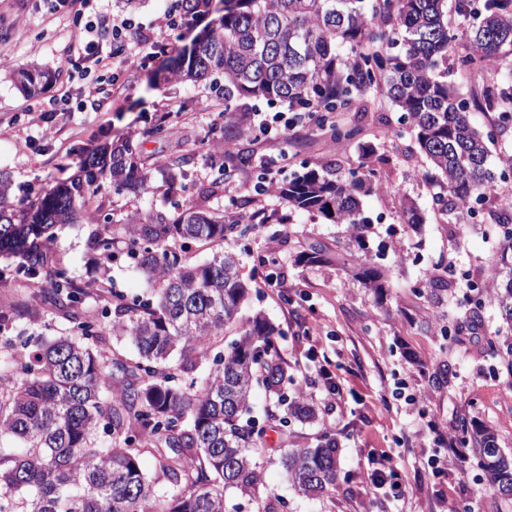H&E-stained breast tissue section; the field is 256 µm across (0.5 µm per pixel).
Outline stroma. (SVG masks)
<instances>
[{
    "mask_svg": "<svg viewBox=\"0 0 512 512\" xmlns=\"http://www.w3.org/2000/svg\"><path fill=\"white\" fill-rule=\"evenodd\" d=\"M174 3L142 0L132 10L124 0H91L88 16L130 18L135 26L121 42L101 36L100 47L111 56L112 68L99 83L94 106L43 117L39 107L48 106L51 98L78 94L84 86L80 65L70 59L79 19L72 9L53 11L50 0H0V173L10 180L15 205L36 204L57 183L76 176L83 161L117 140H130L149 157H187V176L171 187L152 173V191L137 195L102 189L93 204L103 217L134 209L146 216L197 201L199 189L216 177L219 166H227L232 171L228 187L203 203L253 225L252 233L232 243L251 288L242 317L260 313L276 326L279 353L292 378L288 389L313 400L317 411L315 420L291 422L287 431L269 428L259 453L262 480L285 501V512H440L445 497L472 512H512V500L487 489L475 448L467 450L465 473L450 468L438 475L428 464L436 451L433 428L452 430L463 418L494 430L501 447L512 452V373L487 350L488 339L504 323L490 304L478 323L464 320L472 285L491 280L492 261L500 251L499 239L486 232L497 201L484 203L465 224L441 211L434 203L438 188L429 178V160L397 108L375 90L336 115L338 122L358 126V141L334 140L311 121L285 138L248 139L251 163L237 166L221 148L222 94L206 80L167 78L171 60L208 23L203 17L182 32L159 30ZM157 31L166 44L164 53L136 72L125 71L123 61L141 34ZM31 62L52 74L35 97L12 79L15 70ZM163 114L168 117L164 123L159 120ZM159 124L164 134H156ZM362 141L376 148L370 163L382 183L362 199L371 218L367 235L374 261L388 274L380 297L352 275L355 248L347 225L326 223L292 210L277 193L255 190L266 165L277 170L282 183L328 163L339 175H348L361 161ZM407 200L425 218L418 228L403 221ZM93 231L83 221L52 230L51 252L64 259L84 288L94 287L100 274L89 246ZM316 248L329 255V262H301V255ZM270 273L287 282V292L267 285ZM436 280L447 282V289L433 288ZM49 296V290H42L37 314L9 329V336L33 342L71 334L69 317L49 303ZM315 321L321 329L312 341L305 329ZM312 347L318 358L311 364L306 356ZM324 368L348 392L331 407L320 399ZM400 387L407 396L422 393V403L394 398ZM325 434L337 441L343 478L336 492L312 497L289 481L280 456L286 448L315 444ZM385 452L393 454L407 477V492L397 500L367 481L368 458Z\"/></svg>",
    "mask_w": 512,
    "mask_h": 512,
    "instance_id": "stroma-1",
    "label": "stroma"
}]
</instances>
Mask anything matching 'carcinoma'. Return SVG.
<instances>
[{"instance_id": "1", "label": "carcinoma", "mask_w": 512, "mask_h": 512, "mask_svg": "<svg viewBox=\"0 0 512 512\" xmlns=\"http://www.w3.org/2000/svg\"><path fill=\"white\" fill-rule=\"evenodd\" d=\"M460 15L473 23L460 32L448 28L445 0H224V14L203 38L180 53L168 68L179 81L210 77L224 92V144L245 136L247 116L236 101L286 103L327 125L338 141H352L359 129L338 126L333 114L352 99L381 88L402 112L422 152L430 159L440 188L436 205L463 212L462 205L504 185L512 163L493 170L486 141L491 136L470 120L472 108L494 110L512 125V66L501 79L469 100L448 84V59L466 73L498 64L512 49V0H455ZM187 20L212 12V0H178ZM45 72L34 65L19 72L20 86L34 93ZM185 157L157 158L155 165L173 184L184 176ZM121 193L149 189L147 167L130 142L117 141L82 174L48 192L37 206L18 209L7 178L0 175V251H18L13 279L33 288L52 286V305L69 313L78 337L59 336L18 348L4 342L0 358V438L21 447L0 452V512H225L224 490L267 500L264 512H277L253 456L263 427L251 419L256 383L269 397L266 418L288 425L315 418L303 397L284 392L287 378L277 347V329L263 315L248 327L215 368L187 386L175 385L165 366L172 354L205 357L220 336L238 322L250 294L240 263L229 247L248 227L224 213L187 205L158 209L140 218L126 213L117 224H99L90 244L99 260L115 258L119 242L147 277L151 298L130 299L101 278L104 318L75 311L86 291L68 265L50 254L47 232L72 224L104 184ZM380 187L376 169L360 164L340 177L329 164L309 168L277 186L295 210L318 214L331 224H357L358 256L353 276L377 295L384 272L366 240L371 224L361 198ZM503 243L492 296L502 319L512 322V206L493 214ZM221 246L204 263L192 264L177 242ZM37 294L0 308V326L37 313ZM128 337L138 356L110 358L96 345L107 328ZM488 350L512 371V342H488ZM109 439L97 441L99 428ZM458 435L480 456L488 489L512 499V455L499 448L490 429L462 420ZM158 456L171 487L163 499L144 476L141 452ZM292 484L304 494L334 492L338 485L336 440L325 436L314 446L292 448L281 458Z\"/></svg>"}]
</instances>
